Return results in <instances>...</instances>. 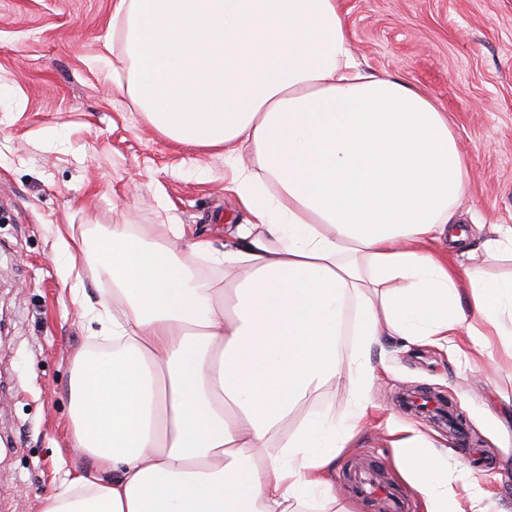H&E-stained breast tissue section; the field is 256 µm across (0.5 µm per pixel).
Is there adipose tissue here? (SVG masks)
<instances>
[{
    "mask_svg": "<svg viewBox=\"0 0 512 512\" xmlns=\"http://www.w3.org/2000/svg\"><path fill=\"white\" fill-rule=\"evenodd\" d=\"M112 21L134 102L160 133L223 157L251 220L220 248L169 225L183 254L130 224L58 227L67 278L112 283L94 305L72 302L113 349L74 363L71 445L96 474L67 477L42 512L333 499L330 470L367 414L383 339L451 344L469 363L496 344L512 357V275L433 249L468 238L448 114L360 70L340 0H116ZM194 256L223 268L222 287ZM338 381L357 403L340 420L308 404ZM393 448L425 512H466L474 483L449 481L420 429L402 427Z\"/></svg>",
    "mask_w": 512,
    "mask_h": 512,
    "instance_id": "ef3b65f1",
    "label": "adipose tissue"
}]
</instances>
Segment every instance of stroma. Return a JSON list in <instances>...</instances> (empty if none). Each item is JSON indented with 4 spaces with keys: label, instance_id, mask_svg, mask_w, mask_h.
I'll list each match as a JSON object with an SVG mask.
<instances>
[{
    "label": "stroma",
    "instance_id": "stroma-1",
    "mask_svg": "<svg viewBox=\"0 0 512 512\" xmlns=\"http://www.w3.org/2000/svg\"><path fill=\"white\" fill-rule=\"evenodd\" d=\"M115 0H0V512H41L92 462L69 446L72 359L91 337L63 286L62 224H133L157 236L186 224L224 244L246 216L225 192L232 171L210 151L154 129L116 75ZM358 61L429 93L466 158L460 199L474 266L512 264L479 248L486 224L512 225V0H341ZM372 410L337 457L335 504L377 512L347 487L377 461L409 512L420 494L393 468L390 426L423 430L448 454V478L475 481L472 512H512V360L466 365L453 352L384 341Z\"/></svg>",
    "mask_w": 512,
    "mask_h": 512
}]
</instances>
